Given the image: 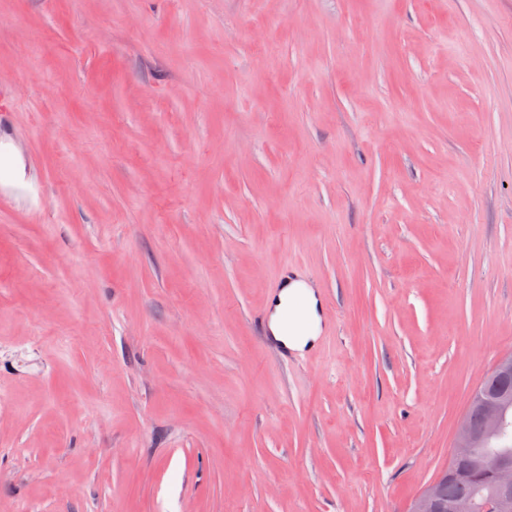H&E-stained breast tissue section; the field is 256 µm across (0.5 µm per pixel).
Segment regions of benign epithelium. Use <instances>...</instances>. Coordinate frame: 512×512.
Returning a JSON list of instances; mask_svg holds the SVG:
<instances>
[{
    "instance_id": "benign-epithelium-1",
    "label": "benign epithelium",
    "mask_w": 512,
    "mask_h": 512,
    "mask_svg": "<svg viewBox=\"0 0 512 512\" xmlns=\"http://www.w3.org/2000/svg\"><path fill=\"white\" fill-rule=\"evenodd\" d=\"M473 402L479 405L480 425L474 429L467 418L461 419L451 453L455 465L465 461L480 444L505 436L512 426V406L501 400H485L479 392L473 395ZM493 475L494 493L480 505L471 500H451L445 504L438 496L437 485L432 483L413 498L409 512H512V459L499 458Z\"/></svg>"
}]
</instances>
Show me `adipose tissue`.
Here are the masks:
<instances>
[{
    "label": "adipose tissue",
    "instance_id": "1",
    "mask_svg": "<svg viewBox=\"0 0 512 512\" xmlns=\"http://www.w3.org/2000/svg\"><path fill=\"white\" fill-rule=\"evenodd\" d=\"M270 336L286 349L309 350L323 328L322 305L314 288L293 282L272 298Z\"/></svg>",
    "mask_w": 512,
    "mask_h": 512
}]
</instances>
